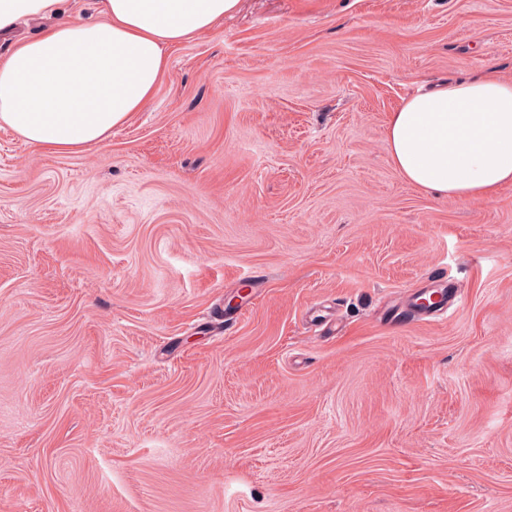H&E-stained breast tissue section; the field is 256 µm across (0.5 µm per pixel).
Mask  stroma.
<instances>
[{
	"label": "stroma",
	"instance_id": "stroma-1",
	"mask_svg": "<svg viewBox=\"0 0 512 512\" xmlns=\"http://www.w3.org/2000/svg\"><path fill=\"white\" fill-rule=\"evenodd\" d=\"M489 70L512 0H241L103 143L0 128V512H512V185L386 144Z\"/></svg>",
	"mask_w": 512,
	"mask_h": 512
}]
</instances>
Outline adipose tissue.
Segmentation results:
<instances>
[{
    "label": "adipose tissue",
    "mask_w": 512,
    "mask_h": 512,
    "mask_svg": "<svg viewBox=\"0 0 512 512\" xmlns=\"http://www.w3.org/2000/svg\"><path fill=\"white\" fill-rule=\"evenodd\" d=\"M62 0H0V34L55 17L0 57V127L75 153L105 141L158 90L170 48L215 29L239 0H98L100 20H59ZM392 165L445 198L483 200L512 184V81H445L405 99L387 126Z\"/></svg>",
    "instance_id": "1"
}]
</instances>
